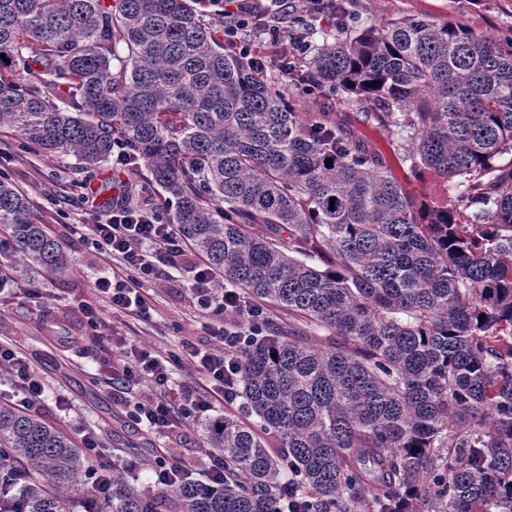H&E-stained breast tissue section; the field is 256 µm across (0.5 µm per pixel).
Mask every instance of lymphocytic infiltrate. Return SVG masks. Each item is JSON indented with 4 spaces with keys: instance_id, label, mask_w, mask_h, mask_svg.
Instances as JSON below:
<instances>
[{
    "instance_id": "obj_1",
    "label": "lymphocytic infiltrate",
    "mask_w": 512,
    "mask_h": 512,
    "mask_svg": "<svg viewBox=\"0 0 512 512\" xmlns=\"http://www.w3.org/2000/svg\"><path fill=\"white\" fill-rule=\"evenodd\" d=\"M287 9L292 17L288 25L269 26L263 24L261 16L254 14L245 0H236L235 7L224 12L225 48L248 57L259 70L281 66L280 55L267 56L253 50L250 42L239 36L243 29L259 28L279 44L291 46V61L305 59L310 49L301 31L305 19L318 15L335 17L336 0H288ZM83 237L97 253L112 256L119 265L118 270L104 271L93 283L94 291L103 303L102 308L125 315L145 312L147 302L140 292L141 285L169 277L171 271L185 266L191 273L187 285L189 295L197 306L222 320L246 312L250 324L248 331H224L220 333L217 345L203 348L186 343L181 350L157 357L132 347L124 355L121 369L112 375V383L118 389L149 384L157 390L150 401L135 403L130 414L134 424L181 431L192 427L203 413L210 411L213 399L223 397L226 388L232 386L238 372L234 355L251 351L256 344L265 320L263 308L254 306L244 310L235 291L215 292L208 265L196 258L178 225L162 217L153 207L134 210L125 200H116L110 215L86 225ZM185 363L204 378L209 390L203 393L192 387L184 388L178 403L174 404L161 388L167 382L168 367ZM0 365L12 374L22 406H32L41 399L43 385L21 352L10 343L0 342Z\"/></svg>"
}]
</instances>
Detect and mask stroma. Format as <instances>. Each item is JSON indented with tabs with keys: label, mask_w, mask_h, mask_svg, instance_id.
<instances>
[{
	"label": "stroma",
	"mask_w": 512,
	"mask_h": 512,
	"mask_svg": "<svg viewBox=\"0 0 512 512\" xmlns=\"http://www.w3.org/2000/svg\"><path fill=\"white\" fill-rule=\"evenodd\" d=\"M407 16L458 21L492 37L512 32V0H356L350 22L364 28ZM325 103L330 111L347 114L352 129L378 149L416 200L427 202L440 194L439 180L401 162L397 140L380 125L362 124L361 113L349 111L336 98H326ZM18 144L17 133L0 130V172L27 195L41 222L70 256L67 269L26 272L0 291V339L21 349L47 388L33 413L74 440L87 432L96 434L102 458L123 467L126 483L136 490H152L149 466L159 456L186 460L194 473H203L209 447L202 425H194L181 443L170 432L133 427L126 416L128 398L150 399L153 388L144 385L124 396L113 389L111 371L99 361L100 346L93 337L78 344L67 340L80 306L98 303L91 287L102 269L100 255L76 227L95 223L111 211L113 196L129 182L127 172L107 162L80 173L74 169V158L51 161L18 151ZM144 291L149 295L145 316L109 318L113 358H120L127 342L154 356L186 341L214 345L219 324L192 303L187 289L160 283L145 285Z\"/></svg>",
	"instance_id": "obj_1"
}]
</instances>
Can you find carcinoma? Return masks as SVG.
Wrapping results in <instances>:
<instances>
[{"label":"carcinoma","instance_id":"cac0c4a2","mask_svg":"<svg viewBox=\"0 0 512 512\" xmlns=\"http://www.w3.org/2000/svg\"><path fill=\"white\" fill-rule=\"evenodd\" d=\"M207 2L0 0V127L82 169L122 147L244 303L288 310L227 398L253 421L207 426L224 486L151 496L114 474L112 512H512V160L495 163L512 38L420 18L354 32L337 5L299 79L406 133L403 159L444 184L418 203L344 117L225 50ZM0 229V264L68 265L6 179ZM1 449L17 512H69L90 466L71 438L1 403Z\"/></svg>","mask_w":512,"mask_h":512}]
</instances>
